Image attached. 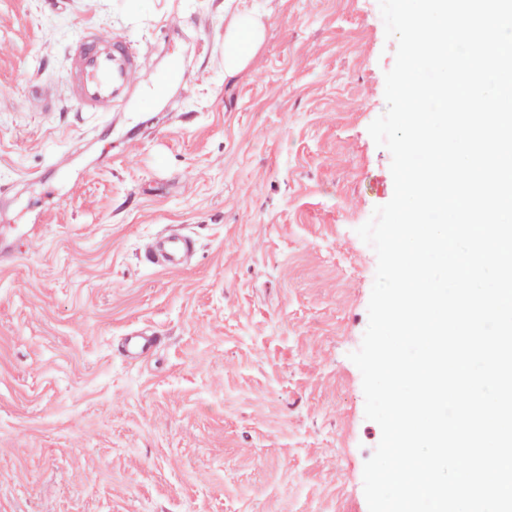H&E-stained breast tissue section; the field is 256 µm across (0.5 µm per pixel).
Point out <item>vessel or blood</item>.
Returning a JSON list of instances; mask_svg holds the SVG:
<instances>
[{"instance_id": "vessel-or-blood-1", "label": "vessel or blood", "mask_w": 512, "mask_h": 512, "mask_svg": "<svg viewBox=\"0 0 512 512\" xmlns=\"http://www.w3.org/2000/svg\"><path fill=\"white\" fill-rule=\"evenodd\" d=\"M71 95L85 112H108L124 106L126 94L145 69L137 55L123 47L112 33L87 32L72 49ZM186 237L174 236L165 242L147 244L145 255L155 264H170L189 250ZM154 336L127 337L125 351L134 357L148 356L157 346Z\"/></svg>"}]
</instances>
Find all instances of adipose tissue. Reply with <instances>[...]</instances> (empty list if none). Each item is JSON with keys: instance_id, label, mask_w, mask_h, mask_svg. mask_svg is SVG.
<instances>
[{"instance_id": "adipose-tissue-1", "label": "adipose tissue", "mask_w": 512, "mask_h": 512, "mask_svg": "<svg viewBox=\"0 0 512 512\" xmlns=\"http://www.w3.org/2000/svg\"><path fill=\"white\" fill-rule=\"evenodd\" d=\"M265 24L260 14L240 0L236 10L224 18V74L244 73L261 49Z\"/></svg>"}]
</instances>
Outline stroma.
<instances>
[{
	"label": "stroma",
	"mask_w": 512,
	"mask_h": 512,
	"mask_svg": "<svg viewBox=\"0 0 512 512\" xmlns=\"http://www.w3.org/2000/svg\"><path fill=\"white\" fill-rule=\"evenodd\" d=\"M258 4L228 79L224 0H0V512H368L356 230L394 194L397 43L378 0ZM93 27L181 78L80 110ZM173 230L191 258L151 265ZM238 1L230 15L224 10V76L228 77L248 69L265 39L262 16L247 4L248 0ZM158 341L157 336L145 334L128 336L125 340V352L134 357H146L155 349Z\"/></svg>",
	"instance_id": "1"
}]
</instances>
